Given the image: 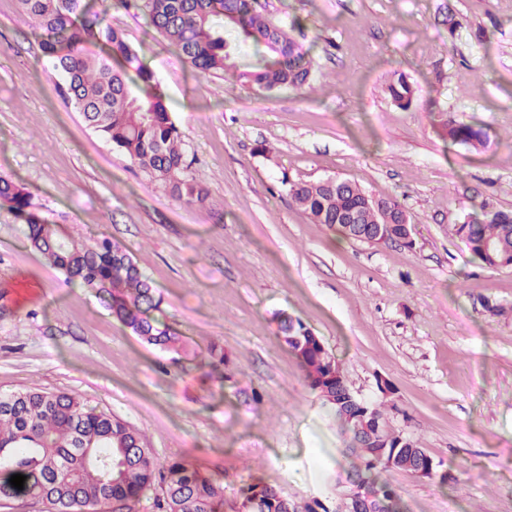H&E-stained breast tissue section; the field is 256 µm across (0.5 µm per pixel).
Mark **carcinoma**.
I'll return each mask as SVG.
<instances>
[{"instance_id": "obj_1", "label": "carcinoma", "mask_w": 512, "mask_h": 512, "mask_svg": "<svg viewBox=\"0 0 512 512\" xmlns=\"http://www.w3.org/2000/svg\"><path fill=\"white\" fill-rule=\"evenodd\" d=\"M34 26L47 35L44 53L60 78L61 96L82 113L88 127L127 155L152 178L171 186L177 199L202 204L207 192L190 174L186 148L151 70L123 34L112 27L108 9L90 0H20ZM149 26L199 74H224L241 86L266 92L308 83L311 60L284 27L254 6V0H134ZM99 46V52L87 46ZM392 100L409 106L415 88L403 73L387 86ZM451 144L484 145L481 131L450 123ZM292 201L311 217L349 240L340 224L347 213L378 207L388 237L383 245L413 248L412 224L395 199L373 202L352 181L338 187L325 180H282ZM0 200L24 218L31 246L71 281L107 299L112 315L149 346L182 356L188 353L162 316V300L151 279L119 243H92L28 211L25 188L0 178ZM474 257L488 267L512 266V211H480L451 228ZM285 343L299 361L309 387L336 422L352 458L346 480L361 502L360 512H400L396 492L382 479L377 454L394 458V469L413 472L429 459L413 440L387 429L382 403L372 417L361 416L347 397L346 377L336 379V358L299 318L280 316ZM14 474L26 476L13 487ZM224 483L183 459L163 461L146 447L141 431L91 404L76 392L27 390L0 393V503L26 498L48 505L47 512H138L156 491L159 512H224ZM236 512H313L306 501L289 500L260 483L238 492Z\"/></svg>"}]
</instances>
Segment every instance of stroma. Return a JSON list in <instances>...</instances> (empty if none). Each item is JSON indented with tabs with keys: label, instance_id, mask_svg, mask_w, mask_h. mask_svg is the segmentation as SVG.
Wrapping results in <instances>:
<instances>
[{
	"label": "stroma",
	"instance_id": "35a3bbf8",
	"mask_svg": "<svg viewBox=\"0 0 512 512\" xmlns=\"http://www.w3.org/2000/svg\"><path fill=\"white\" fill-rule=\"evenodd\" d=\"M108 3L206 202L179 201L87 127L20 0H0V177L40 217L125 246L196 354L176 363L143 344L0 202V392H78L159 459L223 479L226 499L259 482L330 506L348 459L283 312L447 472L444 484L384 472L402 512H512V266L481 264L451 233L474 205L512 211V0H259L312 60L310 86L272 93L195 75L141 15ZM397 72L417 88L406 108L386 90ZM451 121L482 130L484 146L448 144ZM329 177L398 200L412 249L342 239L282 184Z\"/></svg>",
	"mask_w": 512,
	"mask_h": 512
}]
</instances>
